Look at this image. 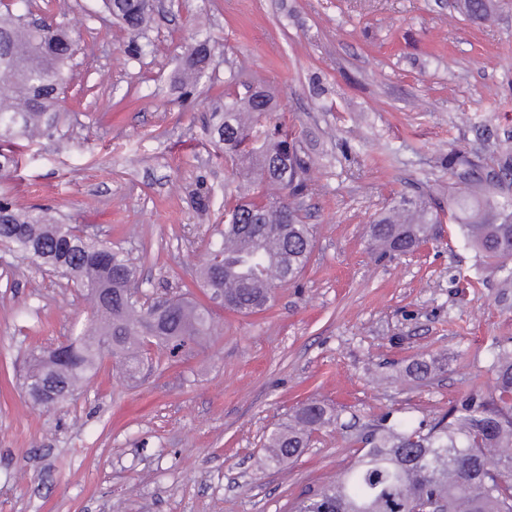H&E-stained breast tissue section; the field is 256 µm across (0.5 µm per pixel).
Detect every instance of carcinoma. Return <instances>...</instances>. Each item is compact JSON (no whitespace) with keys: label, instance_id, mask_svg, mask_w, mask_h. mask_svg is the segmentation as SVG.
Here are the masks:
<instances>
[{"label":"carcinoma","instance_id":"obj_1","mask_svg":"<svg viewBox=\"0 0 512 512\" xmlns=\"http://www.w3.org/2000/svg\"><path fill=\"white\" fill-rule=\"evenodd\" d=\"M106 11L127 30L126 52L148 51L141 42L152 23L150 0H103ZM470 21L491 18L494 0H457ZM76 39L64 27L42 33L30 27L27 13L0 11V171L21 164L25 144L61 132L66 121L60 95L71 79ZM214 45L199 33L185 52L181 79L191 85L210 69ZM224 98L209 115L211 132L224 144V160L235 170L257 175L246 191H236L224 205L222 240L209 246L222 264L203 263L199 278L224 294L227 309L264 310L282 279L269 275L273 259L305 267L312 249L309 225L297 199L309 190L310 162L293 132L273 123L280 111L275 94L259 84L240 92L239 75L229 72ZM460 192L448 211L422 196L402 197L369 227L371 243L388 254H406L435 236L436 225H457L484 259L512 279V184L494 182L479 161L448 157ZM195 209L209 211L212 196L204 184L193 193ZM0 245L49 266L86 292L97 321L61 350L35 356L26 375L28 393L38 407L50 394L70 396L97 372L104 355L121 364L130 377L140 369L146 342L178 350L211 333V313L186 298L171 300L158 314L139 298L137 268L130 256L103 241L78 234L44 209H22L0 197ZM494 388L486 394L478 381L440 419L423 424L412 418L385 416L360 439L356 462L335 481L309 493L296 512H415L424 502H438L442 512H512V343L490 345ZM439 359L416 360L419 379L435 376ZM334 421L316 403L300 406L292 424L272 431L265 443L271 463L293 462L310 436Z\"/></svg>","mask_w":512,"mask_h":512}]
</instances>
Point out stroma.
<instances>
[{
  "label": "stroma",
  "mask_w": 512,
  "mask_h": 512,
  "mask_svg": "<svg viewBox=\"0 0 512 512\" xmlns=\"http://www.w3.org/2000/svg\"><path fill=\"white\" fill-rule=\"evenodd\" d=\"M53 2L30 10L78 40L66 125L24 148L0 194L123 249L141 293L190 292L217 333L186 357L152 349L134 380L104 358L73 397L33 407L26 357L93 312L66 279L0 247V512H292L354 463L383 415L431 422L471 379L492 390L489 346L512 339V281L457 225L383 259L367 227L400 195L447 208L448 152L496 170V144L512 140V0L481 25L455 0H156L138 58L101 0H69L63 16ZM200 28L212 69L185 95L174 73ZM237 70L275 90L316 187L299 201L306 267L248 315L212 305L198 278L231 180L204 118ZM200 180L213 195L204 216L190 197ZM432 354L447 357L443 372L406 376ZM307 401L337 422L295 463L265 466L266 436Z\"/></svg>",
  "instance_id": "1"
}]
</instances>
